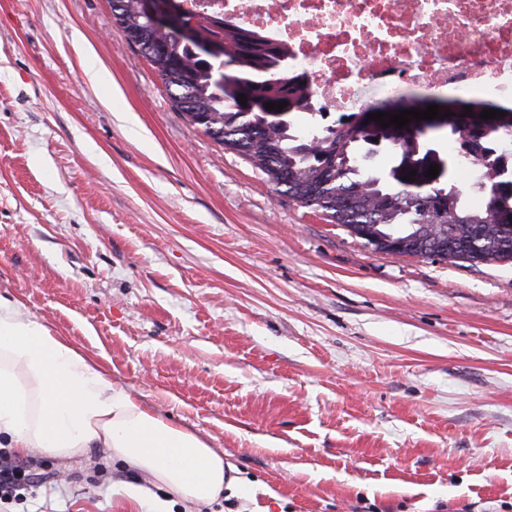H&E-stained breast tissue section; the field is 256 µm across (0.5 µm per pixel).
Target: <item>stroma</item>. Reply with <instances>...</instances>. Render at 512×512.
Masks as SVG:
<instances>
[{
	"instance_id": "35a3bbf8",
	"label": "stroma",
	"mask_w": 512,
	"mask_h": 512,
	"mask_svg": "<svg viewBox=\"0 0 512 512\" xmlns=\"http://www.w3.org/2000/svg\"><path fill=\"white\" fill-rule=\"evenodd\" d=\"M0 295L254 489L200 512H512V264L377 252L277 192L109 0H0ZM38 459L0 512L154 508L104 449Z\"/></svg>"
}]
</instances>
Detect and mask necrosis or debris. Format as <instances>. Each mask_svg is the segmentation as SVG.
<instances>
[{
  "label": "necrosis or debris",
  "instance_id": "obj_1",
  "mask_svg": "<svg viewBox=\"0 0 512 512\" xmlns=\"http://www.w3.org/2000/svg\"><path fill=\"white\" fill-rule=\"evenodd\" d=\"M288 50L325 112L415 88L512 101V0H182Z\"/></svg>",
  "mask_w": 512,
  "mask_h": 512
}]
</instances>
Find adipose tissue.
<instances>
[{
    "label": "adipose tissue",
    "mask_w": 512,
    "mask_h": 512,
    "mask_svg": "<svg viewBox=\"0 0 512 512\" xmlns=\"http://www.w3.org/2000/svg\"><path fill=\"white\" fill-rule=\"evenodd\" d=\"M0 447L24 455L38 448L62 459L104 448L129 469L174 495L185 512L216 501L227 476L223 453L194 431L156 414L112 381L67 337L0 298Z\"/></svg>",
    "instance_id": "1"
}]
</instances>
